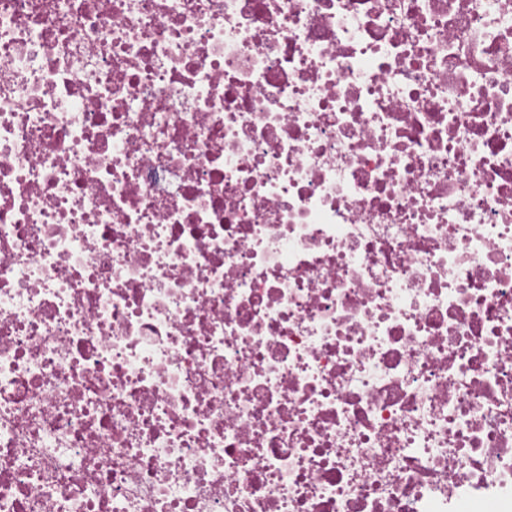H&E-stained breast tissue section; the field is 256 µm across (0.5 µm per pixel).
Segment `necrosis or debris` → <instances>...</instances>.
Masks as SVG:
<instances>
[{
  "mask_svg": "<svg viewBox=\"0 0 512 512\" xmlns=\"http://www.w3.org/2000/svg\"><path fill=\"white\" fill-rule=\"evenodd\" d=\"M512 512V0H0V512Z\"/></svg>",
  "mask_w": 512,
  "mask_h": 512,
  "instance_id": "necrosis-or-debris-1",
  "label": "necrosis or debris"
}]
</instances>
